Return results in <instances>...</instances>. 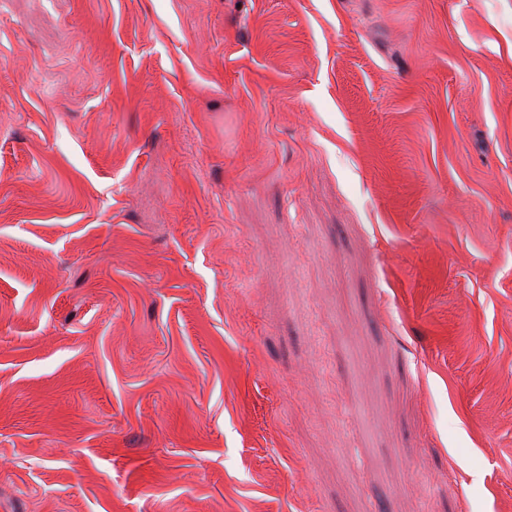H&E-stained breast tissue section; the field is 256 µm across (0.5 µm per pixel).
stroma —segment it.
Masks as SVG:
<instances>
[{
  "label": "stroma",
  "mask_w": 512,
  "mask_h": 512,
  "mask_svg": "<svg viewBox=\"0 0 512 512\" xmlns=\"http://www.w3.org/2000/svg\"><path fill=\"white\" fill-rule=\"evenodd\" d=\"M512 0H0V512H512Z\"/></svg>",
  "instance_id": "1"
}]
</instances>
